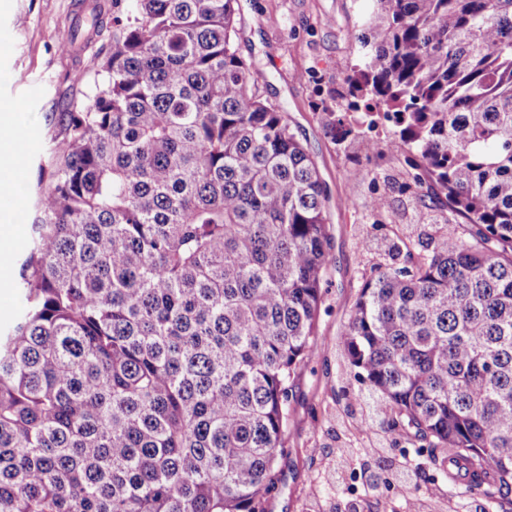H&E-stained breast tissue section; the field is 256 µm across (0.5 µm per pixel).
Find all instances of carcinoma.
Instances as JSON below:
<instances>
[{"instance_id":"1","label":"carcinoma","mask_w":512,"mask_h":512,"mask_svg":"<svg viewBox=\"0 0 512 512\" xmlns=\"http://www.w3.org/2000/svg\"><path fill=\"white\" fill-rule=\"evenodd\" d=\"M237 2L112 0L95 91L55 116L0 329V512H265L330 234ZM371 2L352 107L471 240L367 280L346 364L386 432L512 486V0Z\"/></svg>"}]
</instances>
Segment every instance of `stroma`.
Returning <instances> with one entry per match:
<instances>
[{"label":"stroma","mask_w":512,"mask_h":512,"mask_svg":"<svg viewBox=\"0 0 512 512\" xmlns=\"http://www.w3.org/2000/svg\"><path fill=\"white\" fill-rule=\"evenodd\" d=\"M93 0H0V118L11 127L18 148L0 155V169L14 173L18 189L0 196V225L21 215L17 230L0 245V327L21 312L13 274L27 246L35 202L37 167L58 133L52 113L78 105L91 95L95 69L108 50L107 35L90 34L82 50L63 47L59 30L71 28ZM364 0H238L236 32L239 56L251 74V86L288 121L314 157L328 194L330 263L322 284L315 329L316 357L307 362L295 385L294 402L277 459L270 512H406L398 482L368 491L367 469L387 473L402 458L412 460L416 495L438 501L443 512H512V490L495 484L470 487L456 478L443 448L403 443L384 448L375 434L360 432L343 413L340 387L354 393L364 387L343 374L342 336L363 283L389 259L360 248L366 225L374 235L402 232L412 221L410 203L427 187H413L406 152L384 144L393 126L380 122L367 131L362 115L348 108V82L359 62L352 37ZM353 129L345 144L328 132L335 119ZM388 196L391 209L376 212L371 201ZM351 198L349 207L337 202Z\"/></svg>","instance_id":"1"}]
</instances>
